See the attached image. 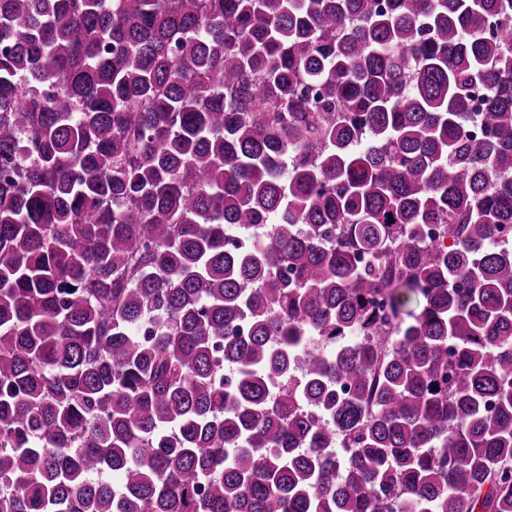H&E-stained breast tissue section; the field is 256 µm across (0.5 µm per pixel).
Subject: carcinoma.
<instances>
[{
    "instance_id": "cac0c4a2",
    "label": "carcinoma",
    "mask_w": 512,
    "mask_h": 512,
    "mask_svg": "<svg viewBox=\"0 0 512 512\" xmlns=\"http://www.w3.org/2000/svg\"><path fill=\"white\" fill-rule=\"evenodd\" d=\"M0 512H512V0H0Z\"/></svg>"
}]
</instances>
